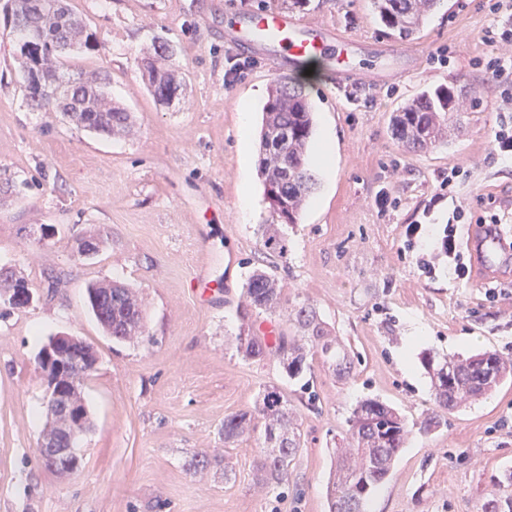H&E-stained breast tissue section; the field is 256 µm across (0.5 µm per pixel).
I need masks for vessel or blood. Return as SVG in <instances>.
<instances>
[{"mask_svg": "<svg viewBox=\"0 0 512 512\" xmlns=\"http://www.w3.org/2000/svg\"><path fill=\"white\" fill-rule=\"evenodd\" d=\"M228 36L234 47L253 46L269 50L279 55L285 65L331 54L336 60L331 76L338 85L359 75L350 61V39L335 34L330 27L309 24L285 12H252L248 23L230 26ZM466 237L475 286H483L498 278L504 261L512 257V226L502 223L471 226Z\"/></svg>", "mask_w": 512, "mask_h": 512, "instance_id": "1", "label": "vessel or blood"}]
</instances>
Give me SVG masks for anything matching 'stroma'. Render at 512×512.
Returning a JSON list of instances; mask_svg holds the SVG:
<instances>
[{"label": "stroma", "mask_w": 512, "mask_h": 512, "mask_svg": "<svg viewBox=\"0 0 512 512\" xmlns=\"http://www.w3.org/2000/svg\"><path fill=\"white\" fill-rule=\"evenodd\" d=\"M93 37L70 59L108 80L115 103L132 116L129 134L106 138L59 112L31 105L16 60L6 0H0V267L24 277L26 308L0 306V512H327L325 483L333 440L357 401L391 403L408 422L431 409L420 357L492 349L512 358V272L497 300L456 278L442 253L448 201L433 186L450 166L470 171L462 200L512 196V159L493 154L500 89L476 59L488 54L479 33L484 0H441L416 39L398 41L374 21L368 0H309L292 17L362 39V64L379 79L360 92L329 88L331 61L315 77L304 67L276 71L264 51L230 46L231 12L281 0H69ZM171 46L165 65L182 77L181 99L149 92L140 59L154 42ZM449 50L448 64L431 58ZM247 62L233 83L224 73ZM297 80L316 112L313 144L330 141L331 172L297 224L287 258H264L261 225L272 214L258 176V153H242L241 113L258 133L271 82ZM480 87L479 106L452 116L448 143L404 151L388 132L391 112L423 88ZM398 205L380 212L379 194ZM416 224V250L406 228ZM104 228L108 245L79 256V236ZM431 260L424 269L423 260ZM265 263L283 288L282 310L241 315L245 275ZM207 265L216 290L193 294ZM114 280L139 290L145 333L134 342L103 335L85 300L89 282ZM315 305L359 355L346 382L313 359L308 389L291 383L304 446L286 485L260 489L254 464L261 432L233 443L226 416L252 409L265 386L286 383L274 358L248 360L234 342L241 326L263 336L289 331L297 304ZM77 336L98 363L82 391L91 422L82 459L68 475L39 453L46 419L38 356L49 337ZM315 404H308V397ZM218 452L234 475L199 476L185 463ZM512 468V384L449 414L436 433H413L391 479L368 512H477L502 471Z\"/></svg>", "instance_id": "obj_1"}]
</instances>
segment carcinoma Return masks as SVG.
<instances>
[{
	"label": "carcinoma",
	"instance_id": "obj_1",
	"mask_svg": "<svg viewBox=\"0 0 512 512\" xmlns=\"http://www.w3.org/2000/svg\"><path fill=\"white\" fill-rule=\"evenodd\" d=\"M440 0H369L377 23L398 39H409L424 27ZM13 33L16 42L35 30L44 36L41 48L20 53L21 68L32 104L60 112V79L74 74L62 49L87 46L83 39L85 21L68 7L65 0H11ZM64 42V48L57 43ZM149 89L161 99L174 77L154 61L146 62ZM480 92L452 84L426 88L407 100L389 120L392 139L410 153H426L448 137L453 112L477 106ZM79 115L74 123L97 134L112 137L125 132L130 114L112 104L100 83L81 79ZM315 128L311 103L302 87L290 81H272L262 108L258 132V172L264 196L277 223L261 225L264 253L285 258L289 241L284 227L298 223L305 203L315 189L310 148ZM87 303L103 331L118 341H132L143 333L144 313L135 292L114 282L91 283L86 288ZM282 288L276 275L255 268L247 276L243 302L251 311L276 313L281 305ZM295 336H279L269 343L240 329L236 336L239 353L246 359L275 356L286 377L299 380L310 369L309 359L318 356L332 367L336 378L346 382L353 377L355 354L321 318L316 307L303 303L289 318ZM430 378L433 408L421 422L426 434L448 425L447 415L483 398L500 385L512 381V360L491 350L463 356H423ZM263 420L265 451L255 462L256 484L261 488L288 483L289 466L302 448L297 411L287 390L269 385L258 393L254 409L224 418V443H233L256 431L255 416ZM345 435L332 449L333 467L326 484L328 512H366L372 494L392 475L405 447L410 430L405 417L392 405L376 398L360 401L347 420ZM186 468L193 474L222 471L229 476L230 462L219 453L195 452ZM502 492L485 498L477 512H512V470H505L498 481Z\"/></svg>",
	"mask_w": 512,
	"mask_h": 512
}]
</instances>
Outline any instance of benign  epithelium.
Returning <instances> with one entry per match:
<instances>
[{"instance_id": "1", "label": "benign epithelium", "mask_w": 512, "mask_h": 512, "mask_svg": "<svg viewBox=\"0 0 512 512\" xmlns=\"http://www.w3.org/2000/svg\"><path fill=\"white\" fill-rule=\"evenodd\" d=\"M76 341L73 336H55L40 358L46 376V407L54 428L42 434L39 447L50 455L54 469L61 473L72 472L74 461L80 459L77 440L84 432L87 419L75 376L84 360L79 355L63 352Z\"/></svg>"}]
</instances>
